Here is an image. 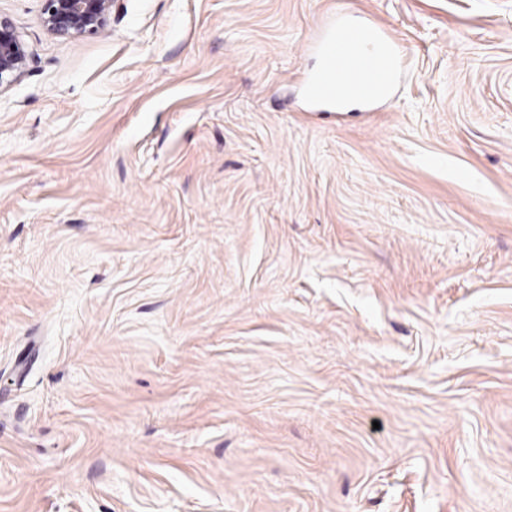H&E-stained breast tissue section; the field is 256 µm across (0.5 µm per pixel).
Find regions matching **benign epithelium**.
Masks as SVG:
<instances>
[{
    "instance_id": "7a95c632",
    "label": "benign epithelium",
    "mask_w": 512,
    "mask_h": 512,
    "mask_svg": "<svg viewBox=\"0 0 512 512\" xmlns=\"http://www.w3.org/2000/svg\"><path fill=\"white\" fill-rule=\"evenodd\" d=\"M44 28L65 39L98 36L107 31L115 0H40ZM32 57L12 18L0 14V91L27 71Z\"/></svg>"
}]
</instances>
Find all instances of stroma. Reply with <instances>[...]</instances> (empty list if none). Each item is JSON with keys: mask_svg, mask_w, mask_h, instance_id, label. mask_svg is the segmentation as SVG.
Returning <instances> with one entry per match:
<instances>
[{"mask_svg": "<svg viewBox=\"0 0 512 512\" xmlns=\"http://www.w3.org/2000/svg\"><path fill=\"white\" fill-rule=\"evenodd\" d=\"M389 96L309 102L338 9ZM0 92V512H512V0H117Z\"/></svg>", "mask_w": 512, "mask_h": 512, "instance_id": "obj_1", "label": "stroma"}]
</instances>
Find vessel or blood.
<instances>
[{
  "label": "vessel or blood",
  "mask_w": 512,
  "mask_h": 512,
  "mask_svg": "<svg viewBox=\"0 0 512 512\" xmlns=\"http://www.w3.org/2000/svg\"><path fill=\"white\" fill-rule=\"evenodd\" d=\"M316 48L323 70L307 79L305 90L308 98L318 101L379 100L393 87L402 59L387 29L353 23L343 12L331 17Z\"/></svg>",
  "instance_id": "vessel-or-blood-1"
}]
</instances>
